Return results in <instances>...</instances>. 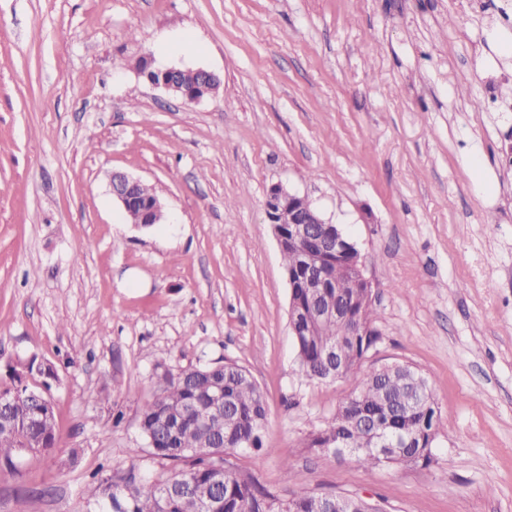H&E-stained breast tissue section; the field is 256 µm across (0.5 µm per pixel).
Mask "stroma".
Here are the masks:
<instances>
[{"label":"stroma","mask_w":512,"mask_h":512,"mask_svg":"<svg viewBox=\"0 0 512 512\" xmlns=\"http://www.w3.org/2000/svg\"><path fill=\"white\" fill-rule=\"evenodd\" d=\"M505 4L0 0V387L18 372L47 388L57 421L53 451L0 482V512H88L96 478L156 476L138 415L157 364L227 361L268 406L263 451L233 461L271 490L512 512V54L491 36L512 34ZM143 59L221 86L183 102ZM116 171L157 194L164 223L127 222ZM274 184L340 225L372 282L380 338L335 382L296 359ZM394 362L431 385L429 467L305 448L365 370Z\"/></svg>","instance_id":"stroma-1"}]
</instances>
